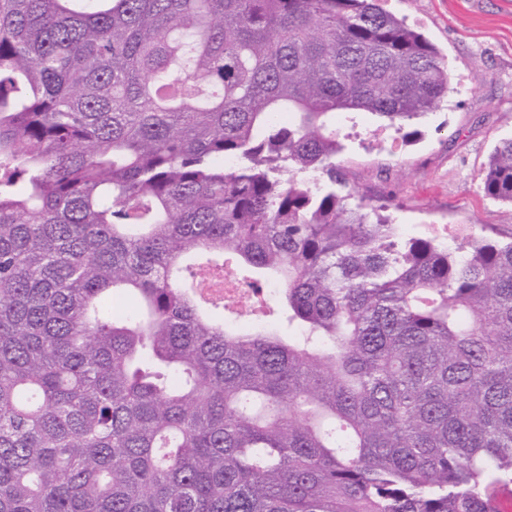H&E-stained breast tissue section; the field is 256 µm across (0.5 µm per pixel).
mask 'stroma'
Returning a JSON list of instances; mask_svg holds the SVG:
<instances>
[{"mask_svg":"<svg viewBox=\"0 0 512 512\" xmlns=\"http://www.w3.org/2000/svg\"><path fill=\"white\" fill-rule=\"evenodd\" d=\"M447 60L452 90L411 141L369 113L341 114L343 184L357 198L388 203L404 236L447 225L450 245L512 239V208L485 197L483 170L512 138V0H384Z\"/></svg>","mask_w":512,"mask_h":512,"instance_id":"obj_1","label":"stroma"}]
</instances>
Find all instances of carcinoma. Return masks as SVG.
<instances>
[{
    "mask_svg": "<svg viewBox=\"0 0 512 512\" xmlns=\"http://www.w3.org/2000/svg\"><path fill=\"white\" fill-rule=\"evenodd\" d=\"M451 90L383 0H0V512H494L512 242L336 188V114ZM215 268L283 316L209 318Z\"/></svg>",
    "mask_w": 512,
    "mask_h": 512,
    "instance_id": "1",
    "label": "carcinoma"
}]
</instances>
